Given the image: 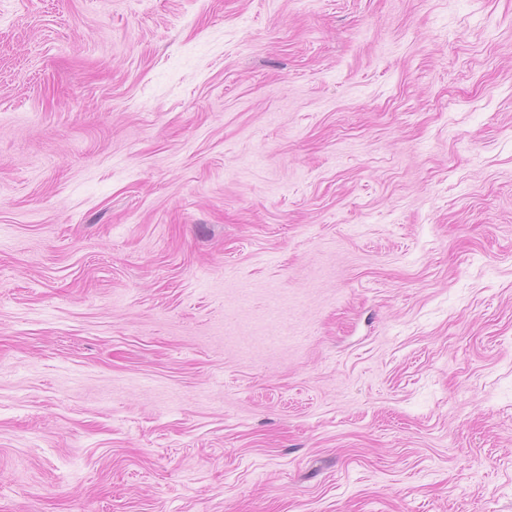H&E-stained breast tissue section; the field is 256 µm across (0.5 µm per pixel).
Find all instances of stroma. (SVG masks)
<instances>
[{
  "instance_id": "obj_1",
  "label": "stroma",
  "mask_w": 512,
  "mask_h": 512,
  "mask_svg": "<svg viewBox=\"0 0 512 512\" xmlns=\"http://www.w3.org/2000/svg\"><path fill=\"white\" fill-rule=\"evenodd\" d=\"M0 512H512V0H0Z\"/></svg>"
}]
</instances>
